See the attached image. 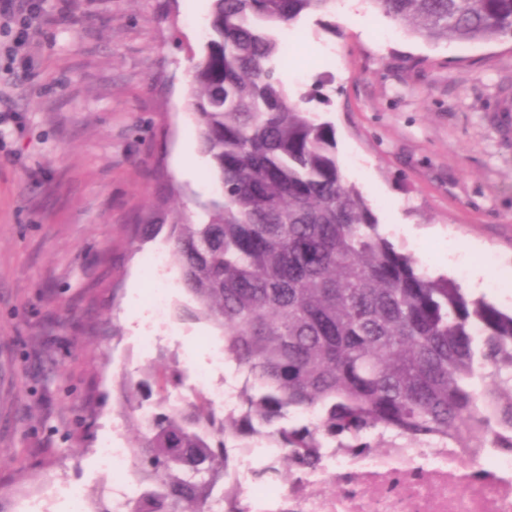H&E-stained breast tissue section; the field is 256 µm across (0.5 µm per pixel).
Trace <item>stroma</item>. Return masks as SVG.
Instances as JSON below:
<instances>
[{
    "mask_svg": "<svg viewBox=\"0 0 512 512\" xmlns=\"http://www.w3.org/2000/svg\"><path fill=\"white\" fill-rule=\"evenodd\" d=\"M34 66L0 125V512L64 481L101 494L94 450L134 442L123 380L213 367L224 333L195 307L166 233L199 221L213 168L188 106L210 0H48ZM283 80L336 130L346 180L396 247L512 309V38L430 42L360 0L282 28ZM484 285L470 289L472 269ZM120 335H113V328ZM154 336L157 349L140 350Z\"/></svg>",
    "mask_w": 512,
    "mask_h": 512,
    "instance_id": "stroma-1",
    "label": "stroma"
}]
</instances>
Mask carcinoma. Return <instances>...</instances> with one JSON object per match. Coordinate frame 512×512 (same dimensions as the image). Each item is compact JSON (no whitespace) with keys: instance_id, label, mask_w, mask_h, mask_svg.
Returning <instances> with one entry per match:
<instances>
[{"instance_id":"obj_1","label":"carcinoma","mask_w":512,"mask_h":512,"mask_svg":"<svg viewBox=\"0 0 512 512\" xmlns=\"http://www.w3.org/2000/svg\"><path fill=\"white\" fill-rule=\"evenodd\" d=\"M368 2L429 41L512 34V0ZM333 3L211 0L191 108L216 197L168 239L196 316L224 330L242 401L224 416L206 400L168 406L183 372L151 368L158 402L134 443L146 486L129 512H210L229 442L260 429L284 449L285 478L330 442L501 448L512 437V313L428 275L382 234L341 171L334 127L280 77L279 29ZM162 229L139 224L129 245ZM121 405L142 406L140 384Z\"/></svg>"}]
</instances>
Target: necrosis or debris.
<instances>
[{"instance_id":"necrosis-or-debris-1","label":"necrosis or debris","mask_w":512,"mask_h":512,"mask_svg":"<svg viewBox=\"0 0 512 512\" xmlns=\"http://www.w3.org/2000/svg\"><path fill=\"white\" fill-rule=\"evenodd\" d=\"M192 390L218 411L240 408L235 373L214 382L198 373ZM283 449L265 435L248 447L230 446L231 476L224 504L241 501L245 512H512V448H460L433 442L396 448L319 449L315 467L281 478Z\"/></svg>"}]
</instances>
